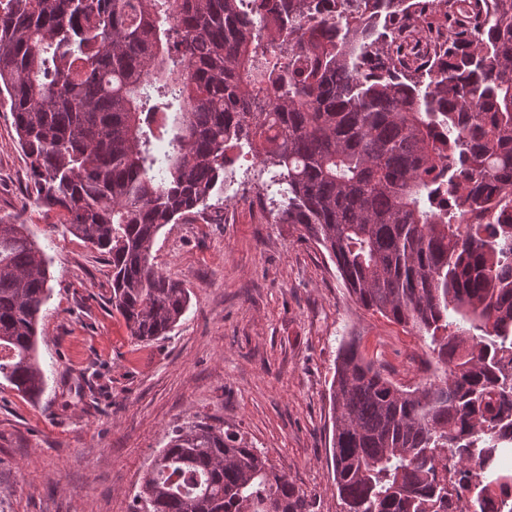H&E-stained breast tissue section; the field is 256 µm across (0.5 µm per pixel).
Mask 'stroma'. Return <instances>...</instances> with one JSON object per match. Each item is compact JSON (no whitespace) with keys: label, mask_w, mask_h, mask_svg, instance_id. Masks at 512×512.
<instances>
[{"label":"stroma","mask_w":512,"mask_h":512,"mask_svg":"<svg viewBox=\"0 0 512 512\" xmlns=\"http://www.w3.org/2000/svg\"><path fill=\"white\" fill-rule=\"evenodd\" d=\"M224 209L164 226L159 271L189 306L167 336L132 339L112 308L104 256L29 195L13 119L0 109V219L26 224L51 275L39 322L46 387L0 379V512H136L142 476L187 422L237 433L313 503L341 512L330 467L338 348L360 341L397 386L435 373L415 332L361 307L326 251L273 220L276 189L235 166Z\"/></svg>","instance_id":"stroma-1"}]
</instances>
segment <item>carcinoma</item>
<instances>
[{"label":"carcinoma","mask_w":512,"mask_h":512,"mask_svg":"<svg viewBox=\"0 0 512 512\" xmlns=\"http://www.w3.org/2000/svg\"><path fill=\"white\" fill-rule=\"evenodd\" d=\"M0 0V108L34 202L104 254L112 307L151 341L188 290L152 262L167 224L224 208L248 145L363 308L419 335L442 374L402 389L343 342L331 385L343 512H446L451 456L482 512L512 449V0ZM385 33H380L379 29ZM387 36L389 51L380 50ZM43 252L0 220V377L39 397ZM143 512H311L237 436L178 427Z\"/></svg>","instance_id":"carcinoma-1"}]
</instances>
